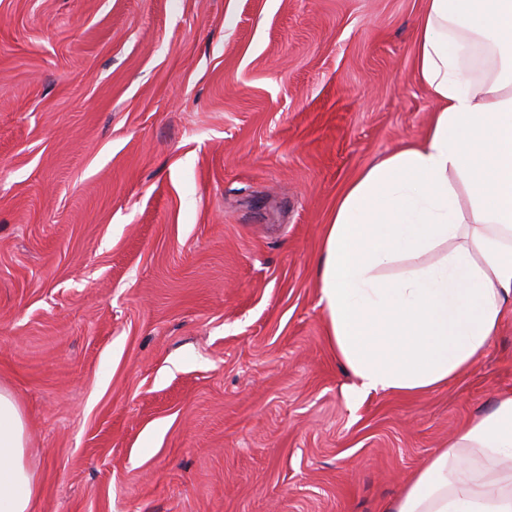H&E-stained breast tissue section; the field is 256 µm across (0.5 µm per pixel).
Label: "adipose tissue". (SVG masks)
Segmentation results:
<instances>
[{"instance_id":"adipose-tissue-1","label":"adipose tissue","mask_w":512,"mask_h":512,"mask_svg":"<svg viewBox=\"0 0 512 512\" xmlns=\"http://www.w3.org/2000/svg\"><path fill=\"white\" fill-rule=\"evenodd\" d=\"M489 40L501 67L465 77ZM425 136L344 190L317 268L328 340L359 391L414 395L472 369L512 303V0H427ZM26 422L0 389V512H29ZM512 396L469 423L387 512H512Z\"/></svg>"}]
</instances>
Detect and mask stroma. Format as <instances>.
<instances>
[{"label": "stroma", "mask_w": 512, "mask_h": 512, "mask_svg": "<svg viewBox=\"0 0 512 512\" xmlns=\"http://www.w3.org/2000/svg\"><path fill=\"white\" fill-rule=\"evenodd\" d=\"M426 0H0V388L31 512H384L512 395L354 392L319 304L345 187L434 103Z\"/></svg>", "instance_id": "35a3bbf8"}]
</instances>
